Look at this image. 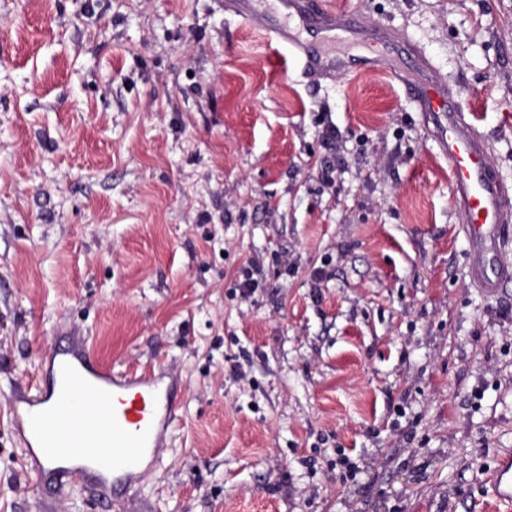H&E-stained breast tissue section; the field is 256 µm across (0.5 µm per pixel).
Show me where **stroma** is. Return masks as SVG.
I'll list each match as a JSON object with an SVG mask.
<instances>
[{
  "mask_svg": "<svg viewBox=\"0 0 512 512\" xmlns=\"http://www.w3.org/2000/svg\"><path fill=\"white\" fill-rule=\"evenodd\" d=\"M328 2L416 42L512 182V0ZM451 198L384 66L301 74L224 0H0V512L42 495L8 398L72 336L185 399L129 501L60 512H512V283L471 284Z\"/></svg>",
  "mask_w": 512,
  "mask_h": 512,
  "instance_id": "obj_1",
  "label": "stroma"
}]
</instances>
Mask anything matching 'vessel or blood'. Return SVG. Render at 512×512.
I'll return each mask as SVG.
<instances>
[{
  "label": "vessel or blood",
  "mask_w": 512,
  "mask_h": 512,
  "mask_svg": "<svg viewBox=\"0 0 512 512\" xmlns=\"http://www.w3.org/2000/svg\"><path fill=\"white\" fill-rule=\"evenodd\" d=\"M277 2L280 9L267 13L268 23L287 42L289 58L310 76L350 71L346 49L357 44L374 50L364 60L368 67L410 59L418 79L403 69L396 77L436 128L448 160L453 206L471 247L469 277L487 293L512 281V262L494 256L502 225L512 223V184L493 165L489 144L458 90L434 77L429 61L415 47L393 41L384 27L363 28L349 12L328 22L322 0ZM176 398V389L153 366L117 372L97 362L87 346L52 349L38 366L34 392L9 399L26 459L50 491L42 512H53V493L68 480L113 502L124 498L143 476V462L155 461Z\"/></svg>",
  "instance_id": "b4317fda"
}]
</instances>
